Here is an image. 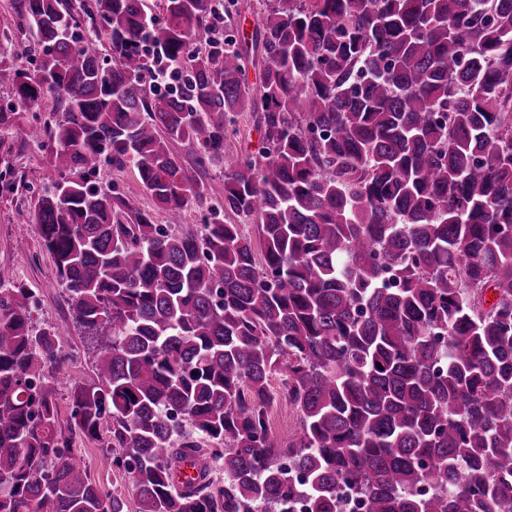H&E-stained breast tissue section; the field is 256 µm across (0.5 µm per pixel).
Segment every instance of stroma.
<instances>
[{"instance_id": "35a3bbf8", "label": "stroma", "mask_w": 512, "mask_h": 512, "mask_svg": "<svg viewBox=\"0 0 512 512\" xmlns=\"http://www.w3.org/2000/svg\"><path fill=\"white\" fill-rule=\"evenodd\" d=\"M35 40L33 31L17 27L10 0H0V53L17 55L20 65L35 69L38 55L31 50ZM55 119L53 113L31 112L17 104L10 122L0 126V266L10 269L17 283L33 291L35 301L31 317L34 326L40 329L69 326L71 322L65 290L58 281L53 261L42 248L35 226L26 221L31 201L57 179L47 148L31 137L30 130L53 124ZM93 181L103 189H117L139 209L152 207V200L139 183L133 167L118 170L103 164ZM60 347L68 360L64 371L51 373L49 381L55 388L53 400L59 412L58 424L64 428L71 412L69 388L77 382H90L95 353L92 345L76 330L61 337ZM71 447L78 464L92 478L106 490L122 494L127 512H138L130 474L116 463L108 467L101 464L103 457L111 456L115 460L122 457L121 449L112 448L106 440L78 434L72 436Z\"/></svg>"}]
</instances>
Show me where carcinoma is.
<instances>
[{"instance_id":"1","label":"carcinoma","mask_w":512,"mask_h":512,"mask_svg":"<svg viewBox=\"0 0 512 512\" xmlns=\"http://www.w3.org/2000/svg\"><path fill=\"white\" fill-rule=\"evenodd\" d=\"M233 5L91 0L105 63L65 0H11L39 69L0 57V85L59 112L27 223L97 352L70 427H109L138 512H339L343 486L364 512H512V0H266L239 40ZM242 112L255 154H232ZM178 142L225 158L261 257L215 208L184 227L209 188ZM103 162L166 223L89 182ZM29 298L0 267V512H125L58 431L64 331ZM271 430L279 437H288L294 428L293 414L281 405H274L269 411Z\"/></svg>"}]
</instances>
